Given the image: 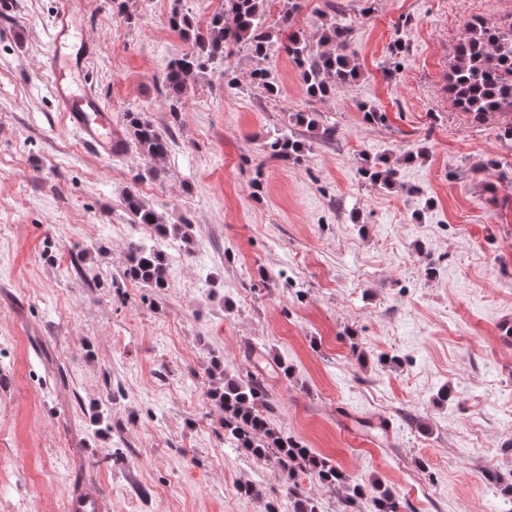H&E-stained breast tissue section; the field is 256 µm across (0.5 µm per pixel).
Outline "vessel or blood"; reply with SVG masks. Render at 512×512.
Masks as SVG:
<instances>
[{"mask_svg": "<svg viewBox=\"0 0 512 512\" xmlns=\"http://www.w3.org/2000/svg\"><path fill=\"white\" fill-rule=\"evenodd\" d=\"M90 42L74 43L67 10L54 15L48 28L45 69L51 94L69 126L99 155L112 156L123 148L125 138L112 124V115L85 80L86 63L94 54Z\"/></svg>", "mask_w": 512, "mask_h": 512, "instance_id": "vessel-or-blood-1", "label": "vessel or blood"}]
</instances>
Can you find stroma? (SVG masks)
<instances>
[{"label": "stroma", "mask_w": 512, "mask_h": 512, "mask_svg": "<svg viewBox=\"0 0 512 512\" xmlns=\"http://www.w3.org/2000/svg\"><path fill=\"white\" fill-rule=\"evenodd\" d=\"M80 2L113 125L139 112L174 145L155 178L135 144L95 154L42 67L63 0H0V512L21 499L69 512L84 496L100 512L286 502L279 471L246 462L211 398L213 360L234 375L250 350L271 374L273 428L353 481L381 479L400 512H512L483 478L512 483V339L499 330L512 319V143L447 91L467 20L499 19L512 0H336L354 20L353 82L311 99L280 52V92L261 96L238 48L224 61L236 85L206 73L176 113L162 96L186 48L172 0H130L124 16ZM325 3L292 14L268 0L266 24L317 43ZM362 102L384 122H366ZM283 132L300 160L264 152ZM383 154L400 158L402 190L362 179L364 158ZM131 190L191 225L187 243L139 236L183 256L162 290L125 275ZM239 483L260 496L225 494Z\"/></svg>", "instance_id": "1"}]
</instances>
